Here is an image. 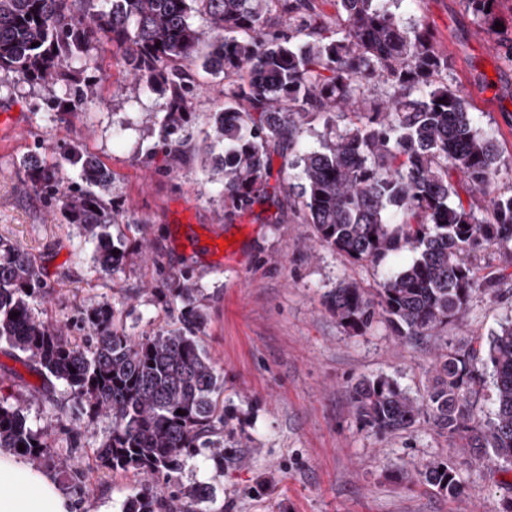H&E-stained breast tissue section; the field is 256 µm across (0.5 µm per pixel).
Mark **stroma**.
<instances>
[{"instance_id": "stroma-1", "label": "stroma", "mask_w": 512, "mask_h": 512, "mask_svg": "<svg viewBox=\"0 0 512 512\" xmlns=\"http://www.w3.org/2000/svg\"><path fill=\"white\" fill-rule=\"evenodd\" d=\"M412 12L432 25L451 63L449 81L473 103L478 128L496 139L502 164L495 191L511 194L512 63L462 0H421ZM93 56L100 102L76 106L62 120L50 103L71 97L72 86L0 80V236L24 248L41 271L39 320L65 328L75 342L81 335L73 318L105 288L126 299L124 323L137 339L175 322L177 309L161 295L168 277L188 276L200 288L199 336L224 380L219 402L233 458L220 472L208 455L191 458L175 484L213 486L202 512H503L512 497L511 464L471 457L425 417L408 430L374 434L356 418L351 387L383 375L421 397L441 354L486 343L512 317V287L493 300L475 293L461 319L419 344L398 342L381 323L361 335L347 332L330 313L327 292L344 280L376 288L413 252L373 266L321 247L295 203L300 180L282 174L278 158L267 197L232 204L222 174L199 150L211 113L224 106L223 79L201 64L188 67L194 148L177 158L159 127L146 122L164 112L165 96L143 92L107 38ZM75 143L112 176L113 238L142 249L109 275L94 269L92 245L81 243L61 205L47 204L25 183L26 155L38 152L53 164ZM228 238L231 252L211 253L210 241ZM1 399L22 406L32 429L48 428L49 444L66 446L72 467L84 472L83 491L72 495L76 512H122L139 479L98 466L107 417H77L65 388L47 389L5 344ZM437 462L457 472L460 497L414 478L417 466Z\"/></svg>"}]
</instances>
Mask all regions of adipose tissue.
<instances>
[{
    "instance_id": "adipose-tissue-1",
    "label": "adipose tissue",
    "mask_w": 512,
    "mask_h": 512,
    "mask_svg": "<svg viewBox=\"0 0 512 512\" xmlns=\"http://www.w3.org/2000/svg\"><path fill=\"white\" fill-rule=\"evenodd\" d=\"M73 507L51 475L0 450V512H72Z\"/></svg>"
}]
</instances>
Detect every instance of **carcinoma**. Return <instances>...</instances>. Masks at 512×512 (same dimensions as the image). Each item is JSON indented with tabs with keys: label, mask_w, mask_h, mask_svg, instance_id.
I'll return each mask as SVG.
<instances>
[{
	"label": "carcinoma",
	"mask_w": 512,
	"mask_h": 512,
	"mask_svg": "<svg viewBox=\"0 0 512 512\" xmlns=\"http://www.w3.org/2000/svg\"><path fill=\"white\" fill-rule=\"evenodd\" d=\"M419 0H112L87 17L94 0H0V75L29 84L74 83L90 66L96 34L122 53L146 92L167 94L158 124L179 154L193 87L187 65L200 60L224 75V108L213 113L206 151L224 177V196L240 204L267 193L272 157L300 169L303 223L315 239L354 263L380 265L412 250L417 257L370 293L356 282L332 289L326 303L354 334L383 323L402 343H420L457 320L474 291L497 295L501 277L478 275L490 247L512 265V194H496V139L477 127L473 106L448 82V53L425 16L406 26L392 10ZM329 4L328 13L321 4ZM497 0H465L478 26L492 34ZM206 16L210 33L192 23ZM329 115L320 147L302 149L310 117ZM77 183H64L36 154L25 164L31 188L64 201V217L94 244L93 261L114 270L128 257L112 240V176L74 144L63 155ZM468 201H462L459 191ZM117 254H112V251ZM45 284L29 254L0 238V342L25 355L51 386L66 387L79 414L112 422L99 445L100 466L146 476L123 512H195L210 500L203 484L168 485L185 462L210 451L224 470L222 379L198 336L199 289L180 280L167 289L182 304L176 328L133 340L122 325L125 301L100 296L79 312L83 344L38 320ZM18 313L12 318L10 314ZM75 372H70V369ZM495 385L494 417L472 410L486 369ZM363 427L389 434L425 414L479 458L512 463V319L483 349L441 356L433 383L417 399L393 379L376 376L352 389ZM182 414H176V411ZM25 450H19V445ZM0 448L39 468L52 458L43 433L21 407L0 402ZM438 492H463L446 463L416 470Z\"/></svg>",
	"instance_id": "obj_1"
}]
</instances>
